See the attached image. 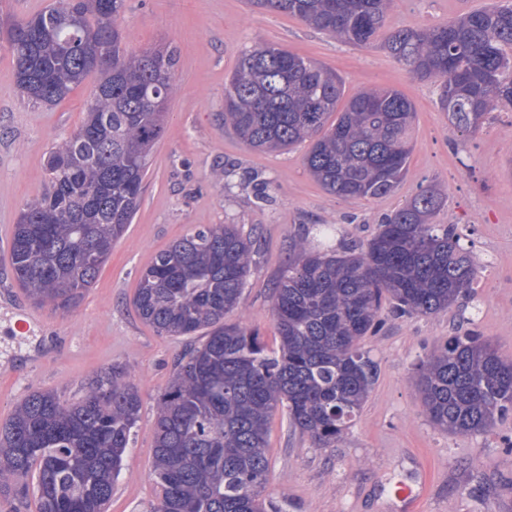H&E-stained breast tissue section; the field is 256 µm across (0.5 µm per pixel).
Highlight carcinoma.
<instances>
[{"label":"carcinoma","instance_id":"cac0c4a2","mask_svg":"<svg viewBox=\"0 0 512 512\" xmlns=\"http://www.w3.org/2000/svg\"><path fill=\"white\" fill-rule=\"evenodd\" d=\"M126 0H53L11 23L17 82L52 105L95 80L80 129L49 152L45 194L14 225L10 262L35 303L68 311L92 287L133 223L153 147L164 132L178 49L128 51ZM355 45L371 43L393 0H249ZM385 49L423 80H438L452 125L473 133L499 105L512 108V4L432 29L394 32ZM341 79L276 46L244 51L224 89V124L257 151L309 143L304 165L329 194L380 198L408 171L415 108L402 92L364 89L345 103ZM419 188L378 225L360 253L325 248L330 225L291 245L273 283L277 351L230 316L241 308L253 241L234 224H207L158 252L140 272L133 305L160 336L205 332L178 358L156 403L154 512H264L269 425L279 410L320 448L336 446L375 381L362 341L394 318L447 311L473 292L476 262L442 206ZM434 428L488 431L512 412V359L476 330L448 337L415 365ZM137 385L120 364L98 371L81 399L26 394L0 427V493H33L38 512H107L140 418ZM33 483H19L27 477Z\"/></svg>","mask_w":512,"mask_h":512}]
</instances>
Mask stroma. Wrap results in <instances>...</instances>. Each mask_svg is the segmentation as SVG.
Returning a JSON list of instances; mask_svg holds the SVG:
<instances>
[{
	"instance_id": "35a3bbf8",
	"label": "stroma",
	"mask_w": 512,
	"mask_h": 512,
	"mask_svg": "<svg viewBox=\"0 0 512 512\" xmlns=\"http://www.w3.org/2000/svg\"><path fill=\"white\" fill-rule=\"evenodd\" d=\"M494 0H395L375 44L357 47L283 13L246 0H126L120 24L127 50L173 43L176 91L165 132L152 150L139 210L99 276L68 311L36 306L10 265L13 226L25 202L43 194L52 148L80 128L92 88L84 82L52 105L30 104L17 86L7 34L0 29V425L32 390L78 401L93 373L126 367L142 398L140 418L108 512H153L150 478L156 399L183 353V337L158 335L132 300L153 256L200 224H234L254 237L257 254L236 317L259 329L269 349L278 338L271 286L295 239L316 224L334 225L335 241L366 244L382 219L419 184L443 204L433 221L456 225L479 265L473 296L430 316L388 319L363 345L377 366L364 407L344 440L319 448L277 412L270 424L268 492L278 512H396L391 489L419 461L432 469L421 512H512V415L474 435L435 429L415 387L414 366L448 336L478 330L512 359V109L491 112L473 134L460 133L438 103L439 85L421 80L383 47L399 28L447 24ZM271 44L335 71L346 95L392 87L415 106L408 173L393 193L343 199L308 173L306 145L257 152L224 126V86L242 50ZM268 182L267 199L253 191ZM21 308L34 318L27 335L14 324Z\"/></svg>"
}]
</instances>
